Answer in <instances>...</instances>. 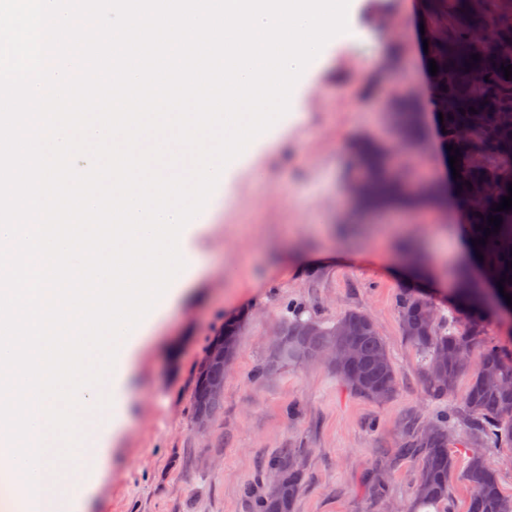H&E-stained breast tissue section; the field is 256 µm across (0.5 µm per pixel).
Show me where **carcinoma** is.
<instances>
[{"mask_svg": "<svg viewBox=\"0 0 512 512\" xmlns=\"http://www.w3.org/2000/svg\"><path fill=\"white\" fill-rule=\"evenodd\" d=\"M432 11L447 20L430 44V58L439 70L432 77L441 94L444 144L460 150L455 201L465 204L472 238H487V244L475 246L483 254L481 264L492 269L495 281H503L504 290L494 287L499 307H508L503 293L512 295V209L498 212L493 204L508 195L512 183V127L496 124L494 112H512V79L504 77L501 66L512 65V57L498 55L495 42H512V0H432ZM481 23L488 29V40L477 44L472 31ZM479 59H471V55ZM362 164L371 172L370 205L379 207L388 199L400 201L406 188L386 172L385 158L370 144L359 149ZM483 186L487 196L474 199L465 185ZM502 220L499 232L485 236L488 218ZM457 300L464 304L467 322L459 325L457 312L446 315L419 294L406 290L397 299L402 336L418 356L417 369L422 390L436 404L430 421L420 424L417 417L405 422L400 456L418 460L413 499L408 512L434 507L436 512H454L448 478L456 467L452 448L460 434L467 442H476L480 450L469 457L464 480L473 490L468 512H512V498L502 494L499 475L487 453L512 447V354L504 352L487 338L485 317L489 310L478 303L482 289L466 272L457 274ZM247 316L228 320L215 339H224L236 349ZM288 343L284 350H273L258 366L253 377L268 375V365H299L318 359L323 348L351 346L356 356L342 364L331 362L339 379L356 395L381 402L391 398L398 388V374L373 319L364 311H346L332 323L304 310L285 305L280 322ZM224 360L202 361L193 389V419L214 416L223 404L224 393L212 388L224 384ZM470 375L460 406L448 407L459 380ZM275 474L277 483L264 494L247 490L253 498V512H292L303 484L300 456L288 448L270 457L265 465Z\"/></svg>", "mask_w": 512, "mask_h": 512, "instance_id": "obj_1", "label": "carcinoma"}]
</instances>
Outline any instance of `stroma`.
<instances>
[{
    "mask_svg": "<svg viewBox=\"0 0 512 512\" xmlns=\"http://www.w3.org/2000/svg\"><path fill=\"white\" fill-rule=\"evenodd\" d=\"M422 2L364 0L359 19L376 28L380 42L334 50L303 98L305 122L239 173L231 204L219 201L198 215L220 242L213 268L159 323L139 358L138 417L111 443L87 512H251L244 488L268 491L263 463L284 448L303 465L294 512H406L418 466L396 459L395 450L405 418H428L434 406L401 333L396 298L406 280L394 258L419 239L436 280L448 279L462 218L447 189L431 207L361 222L349 215L361 143L388 151L410 191L429 195L439 182L437 130L403 137L398 105L402 98L422 101L431 87L423 42L434 36L437 19ZM370 58L375 67H366ZM286 301L329 322L351 309L370 314L398 372L394 396L381 403L360 398L321 362L254 379ZM241 313L248 324L224 379V404L210 428L196 432L195 367L224 321ZM380 481L387 489L381 501L371 492Z\"/></svg>",
    "mask_w": 512,
    "mask_h": 512,
    "instance_id": "1",
    "label": "stroma"
}]
</instances>
